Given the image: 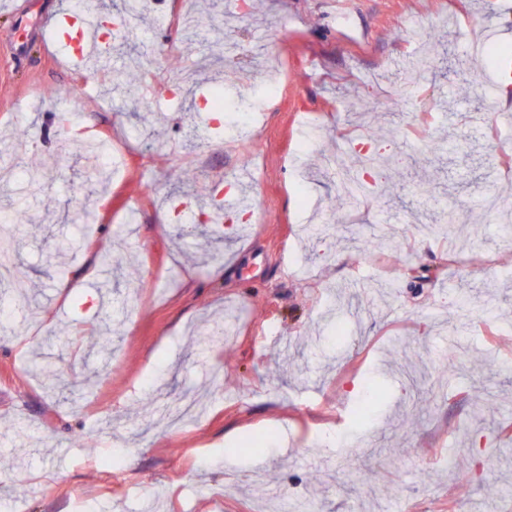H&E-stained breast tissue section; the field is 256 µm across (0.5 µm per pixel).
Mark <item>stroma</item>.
Masks as SVG:
<instances>
[{
  "mask_svg": "<svg viewBox=\"0 0 512 512\" xmlns=\"http://www.w3.org/2000/svg\"><path fill=\"white\" fill-rule=\"evenodd\" d=\"M493 2L246 0L241 11L224 0L244 98L275 99L243 155L214 136L203 98L168 84L185 69L221 82L225 67L159 8L127 18L120 36L148 44L159 89L124 100L108 99L102 70L75 66L51 29L14 55L25 24L69 0L0 14V166L14 164L13 141L33 143L25 179L0 186L26 283L24 296L0 294L15 328L0 334V455L13 460L0 512H141L148 499L161 512H268L272 497L311 498L317 512H512V246L482 206L512 200V180L477 102L498 66L469 53L497 25ZM414 25L442 43L410 87ZM274 61L288 79L271 94L262 75ZM70 86L78 95L60 97ZM358 99L388 112H350ZM190 110L213 173L255 199L247 233L238 217L203 226L202 250L179 238L168 197ZM85 129L126 144L96 201L68 146ZM364 146L396 165L351 211L337 167L358 165ZM444 205L479 228L475 241L421 235ZM347 228L383 238L374 258L344 240ZM106 253L102 304L99 281L76 279ZM217 323L223 336L200 342ZM371 380L387 397L360 430ZM198 398L197 421L167 419L165 406ZM254 433L268 436L264 455H231ZM107 457L124 481L108 477Z\"/></svg>",
  "mask_w": 512,
  "mask_h": 512,
  "instance_id": "35a3bbf8",
  "label": "stroma"
}]
</instances>
